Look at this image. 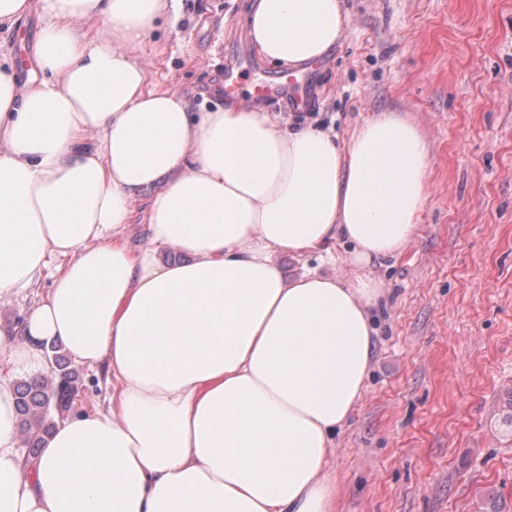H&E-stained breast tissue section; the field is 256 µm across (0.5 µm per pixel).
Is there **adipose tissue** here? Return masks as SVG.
I'll list each match as a JSON object with an SVG mask.
<instances>
[{"instance_id": "obj_1", "label": "adipose tissue", "mask_w": 512, "mask_h": 512, "mask_svg": "<svg viewBox=\"0 0 512 512\" xmlns=\"http://www.w3.org/2000/svg\"><path fill=\"white\" fill-rule=\"evenodd\" d=\"M180 0H0L37 13L26 86L0 64V296L62 259L23 324L0 328V512H338L328 469L360 401L382 295L371 270L412 240L430 160L392 112L349 140L238 105L151 90L134 50ZM341 0H254L249 37L299 67L344 35ZM154 247L121 236L136 190ZM354 249L329 273L330 244ZM186 256L164 263L158 248ZM316 252L285 279L278 258ZM59 347L105 365L108 409L19 450L14 377Z\"/></svg>"}]
</instances>
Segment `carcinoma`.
Listing matches in <instances>:
<instances>
[{
    "label": "carcinoma",
    "instance_id": "carcinoma-1",
    "mask_svg": "<svg viewBox=\"0 0 512 512\" xmlns=\"http://www.w3.org/2000/svg\"><path fill=\"white\" fill-rule=\"evenodd\" d=\"M52 360L55 370L51 374L20 380L15 385L17 414L31 456L36 455L56 417L71 409L79 393V376L67 357L56 351Z\"/></svg>",
    "mask_w": 512,
    "mask_h": 512
}]
</instances>
